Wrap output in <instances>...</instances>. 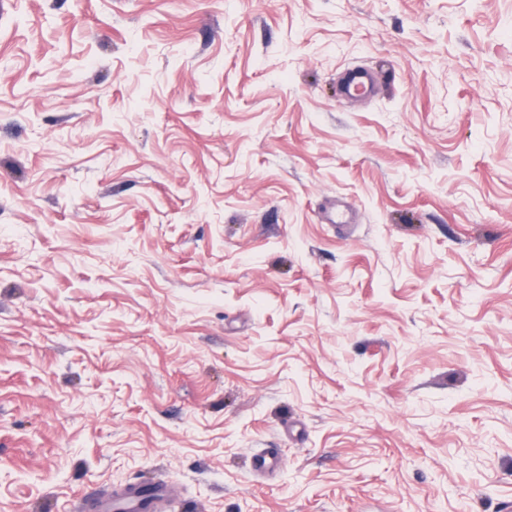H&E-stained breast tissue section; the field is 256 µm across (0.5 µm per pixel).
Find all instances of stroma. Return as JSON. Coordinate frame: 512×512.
Listing matches in <instances>:
<instances>
[{
  "mask_svg": "<svg viewBox=\"0 0 512 512\" xmlns=\"http://www.w3.org/2000/svg\"><path fill=\"white\" fill-rule=\"evenodd\" d=\"M159 479L512 500V0H0V512ZM370 90L366 73L358 70L350 71L340 86V93L344 97L365 96Z\"/></svg>",
  "mask_w": 512,
  "mask_h": 512,
  "instance_id": "1",
  "label": "stroma"
}]
</instances>
